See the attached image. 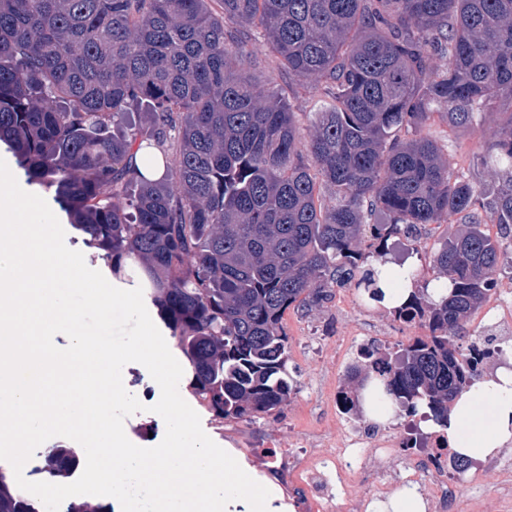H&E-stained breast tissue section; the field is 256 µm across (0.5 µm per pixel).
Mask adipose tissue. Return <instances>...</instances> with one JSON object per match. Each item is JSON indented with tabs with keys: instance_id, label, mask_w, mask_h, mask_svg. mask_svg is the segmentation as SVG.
Returning <instances> with one entry per match:
<instances>
[{
	"instance_id": "adipose-tissue-1",
	"label": "adipose tissue",
	"mask_w": 512,
	"mask_h": 512,
	"mask_svg": "<svg viewBox=\"0 0 512 512\" xmlns=\"http://www.w3.org/2000/svg\"><path fill=\"white\" fill-rule=\"evenodd\" d=\"M443 432L462 457L484 459L512 442V369L477 379L456 400Z\"/></svg>"
}]
</instances>
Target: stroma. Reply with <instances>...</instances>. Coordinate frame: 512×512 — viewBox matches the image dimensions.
Listing matches in <instances>:
<instances>
[{
	"label": "stroma",
	"instance_id": "stroma-1",
	"mask_svg": "<svg viewBox=\"0 0 512 512\" xmlns=\"http://www.w3.org/2000/svg\"><path fill=\"white\" fill-rule=\"evenodd\" d=\"M251 47L260 62L259 78L289 99L299 126L308 127L310 112L316 111L326 100L321 85L302 87L289 83L276 57L267 49L263 35H256ZM427 131L447 149L449 168L477 189L488 193L505 181L504 173L482 165L478 158L483 143L491 138L492 122H485L480 128L452 130L435 117ZM462 224L461 216L454 215L444 218L441 223L419 227L412 237H394L389 242L390 256L394 259L415 258L419 281L435 280L433 254L444 240L461 229ZM366 312L370 313L374 325L388 333V347L408 343L421 333L420 328L399 321L392 311L370 302L363 291L351 286L334 289L332 300L324 308L309 313L293 309L286 312L288 369L295 381V392L281 413L250 422L219 421L203 408L190 389L188 378H181L179 392L197 411L205 433L220 447L237 449L236 460L242 465L247 462L244 449L262 447L272 436L281 444H288L298 431L309 428L312 419H319L323 427L335 430L338 392L347 380L350 364L357 359V349L370 343L368 336L358 332L361 317ZM344 337L350 340L353 351L341 365L336 361V342ZM122 379L126 390L144 406L143 411L128 416L124 422L128 439L140 447L158 445L165 436L166 425L150 407L160 398L159 385L143 365L135 362L125 365Z\"/></svg>",
	"mask_w": 512,
	"mask_h": 512
}]
</instances>
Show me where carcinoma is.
<instances>
[{
    "instance_id": "cac0c4a2",
    "label": "carcinoma",
    "mask_w": 512,
    "mask_h": 512,
    "mask_svg": "<svg viewBox=\"0 0 512 512\" xmlns=\"http://www.w3.org/2000/svg\"><path fill=\"white\" fill-rule=\"evenodd\" d=\"M253 27L289 81L324 84L331 103L311 113L309 133L251 73ZM139 109L147 131L130 119ZM435 115L453 129L496 118L482 159L509 175L493 208L511 229L512 0H224L222 14L208 0H0V142L113 275L135 261L218 420L290 401L288 309L321 308L354 278L384 299L363 238L385 263L391 238L448 215L468 222L434 254L448 276L435 284L441 300L416 288L394 309L425 334L364 347L339 402L359 413L377 379L404 410L421 403L442 424L482 375L491 345L457 340L505 254L481 229L476 188L424 133ZM143 145L160 152L144 158L164 167L155 181L133 163ZM79 464L61 445L46 454L52 477ZM83 508L112 512L92 501L65 512ZM0 512H36L2 474Z\"/></svg>"
}]
</instances>
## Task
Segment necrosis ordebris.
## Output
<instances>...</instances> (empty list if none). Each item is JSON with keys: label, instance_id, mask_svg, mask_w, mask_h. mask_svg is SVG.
Here are the masks:
<instances>
[{"label": "necrosis or debris", "instance_id": "obj_1", "mask_svg": "<svg viewBox=\"0 0 512 512\" xmlns=\"http://www.w3.org/2000/svg\"><path fill=\"white\" fill-rule=\"evenodd\" d=\"M511 295L512 278L501 280L479 319L483 328L504 333L512 330V304L507 301ZM306 439L308 445L304 448H283L271 440L265 447L247 451L255 467L271 476L287 494L294 512H367L369 500L353 495L351 490L352 478L358 473L372 481L375 497L384 498L414 485L437 512H459L462 488L440 463L448 455L447 444L440 436L431 438L430 452L411 458L413 473L407 477L373 469L363 453L368 446L379 456H395L403 440L390 430L367 436L340 424L332 432L313 429Z\"/></svg>", "mask_w": 512, "mask_h": 512}]
</instances>
